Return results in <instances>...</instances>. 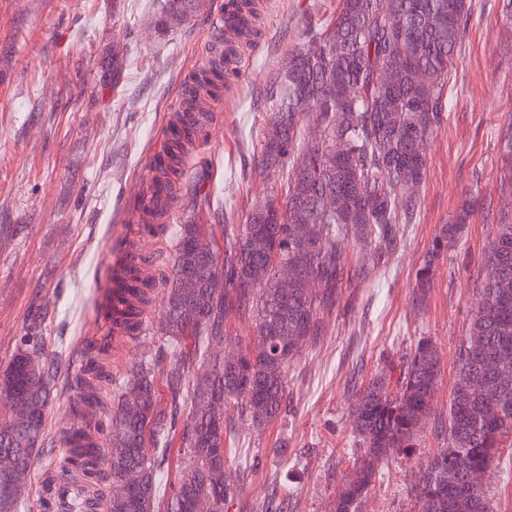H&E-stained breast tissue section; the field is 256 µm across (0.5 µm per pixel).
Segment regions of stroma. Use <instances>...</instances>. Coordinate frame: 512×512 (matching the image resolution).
I'll list each match as a JSON object with an SVG mask.
<instances>
[{
  "instance_id": "1",
  "label": "stroma",
  "mask_w": 512,
  "mask_h": 512,
  "mask_svg": "<svg viewBox=\"0 0 512 512\" xmlns=\"http://www.w3.org/2000/svg\"><path fill=\"white\" fill-rule=\"evenodd\" d=\"M225 0H0V367L26 317L48 305L43 333L59 359L53 406L72 394L86 344L108 340L101 283L141 185L155 175L161 131L194 74L213 59L207 38ZM467 34L449 74L448 112L427 141V172L410 223L391 246L343 242L354 269L322 336L288 366L284 419L258 433L239 423L231 459L257 467L228 512H265L268 495L292 512H331L361 446L348 406L386 364H402L428 338L443 354L432 427L413 448L391 450L363 512H412L418 466L445 440L455 351L479 302L476 277L495 230L486 212L503 194L499 133L512 122V14L503 0H470ZM254 32L236 40L224 91L203 98L204 145L182 179L175 224L245 223L255 205L284 202L288 175L256 165L269 129L273 78L308 33L335 19L342 0H251ZM481 204L435 264L417 299L416 272L467 193ZM286 456H278V448ZM46 442L31 475L34 512H52Z\"/></svg>"
}]
</instances>
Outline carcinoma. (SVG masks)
<instances>
[{"instance_id":"cac0c4a2","label":"carcinoma","mask_w":512,"mask_h":512,"mask_svg":"<svg viewBox=\"0 0 512 512\" xmlns=\"http://www.w3.org/2000/svg\"><path fill=\"white\" fill-rule=\"evenodd\" d=\"M468 0H342L336 19L288 56L258 166L288 170L284 204L265 201L244 224H179L170 286L163 291L155 333L167 351L118 365L108 347L88 355L77 391L59 418L51 412L54 363L43 317L26 320L0 371V457L27 471L45 441L66 448L55 460L56 512H195L200 499L226 512L237 485L228 478L224 444L235 432L228 410L257 430L287 406L289 362L323 329L351 268L341 249L349 238L390 244L415 200L402 194L426 174V140L448 110V73L466 35ZM392 74L387 86L384 76ZM224 61L212 60L187 90L186 107L223 86ZM187 125L164 145L165 183L180 175ZM512 185V123L500 136ZM472 197L445 226L417 270L430 287L435 263L452 247L471 212ZM496 229L477 279L480 303L456 352L448 401L446 445L427 458L413 485L415 512H498L485 475L497 472L512 440V211L493 217ZM123 266L130 298L109 305L124 326L118 342L140 339L152 282L137 246ZM294 268L288 284L275 269ZM195 287H181L183 279ZM250 316L255 344L224 356V320ZM442 357L429 339L418 343L397 383L386 372L356 391L352 434L366 451L336 496L335 512H361L391 448H411L426 423ZM162 380L168 392L161 404ZM186 415L184 421L179 416ZM183 448V469L168 480L169 450ZM0 512H33L28 484L0 468Z\"/></svg>"}]
</instances>
